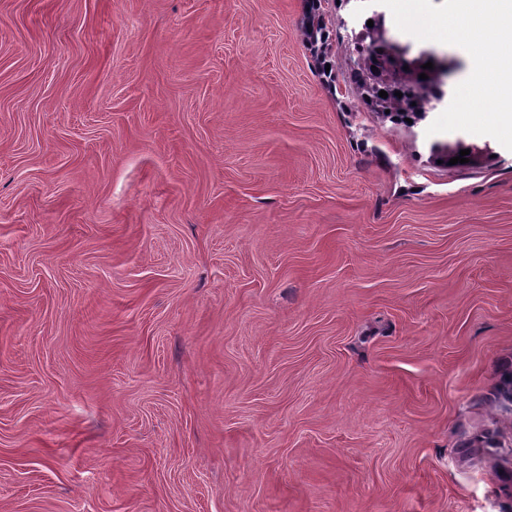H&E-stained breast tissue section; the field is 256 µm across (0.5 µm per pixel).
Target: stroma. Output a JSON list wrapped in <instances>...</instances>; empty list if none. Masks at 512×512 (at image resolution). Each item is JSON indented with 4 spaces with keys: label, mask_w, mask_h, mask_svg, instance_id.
<instances>
[{
    "label": "stroma",
    "mask_w": 512,
    "mask_h": 512,
    "mask_svg": "<svg viewBox=\"0 0 512 512\" xmlns=\"http://www.w3.org/2000/svg\"><path fill=\"white\" fill-rule=\"evenodd\" d=\"M306 6L0 0V512H512V151ZM309 3L310 8L302 27L304 39L322 60L334 58L336 61V56L332 53V38L325 21L322 2L321 0H309ZM335 61L334 64H330L331 69L333 66L336 67ZM370 11L373 27L365 23L357 36L361 43L359 50L344 56L352 94L365 112H373L383 120L389 119L395 124H408L404 118L420 121L428 112H434L438 105L450 101L445 93L431 111L437 93L443 90V79L447 73L438 65L432 70L423 69L422 65L427 62L419 58L409 59V52L406 56L396 55L394 45L385 37V15L373 9ZM371 66L377 70L372 71ZM421 73H425L428 79H419ZM381 90L387 92V98L379 96ZM395 91H400L402 97L395 96ZM412 102L416 106H412ZM385 110H390V113H385Z\"/></svg>",
    "instance_id": "1"
}]
</instances>
